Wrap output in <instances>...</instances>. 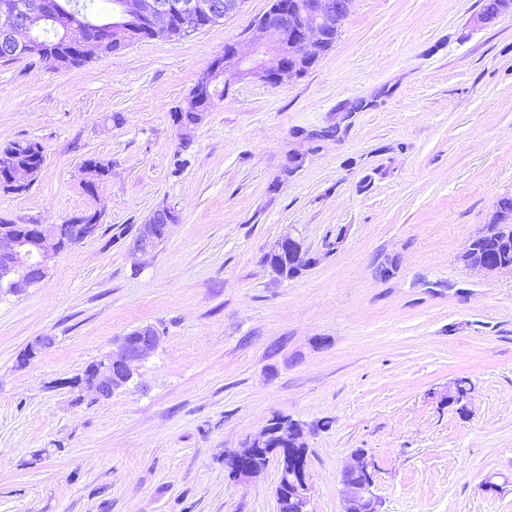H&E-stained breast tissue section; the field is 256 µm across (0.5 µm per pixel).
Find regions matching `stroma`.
Wrapping results in <instances>:
<instances>
[{
    "label": "stroma",
    "instance_id": "1",
    "mask_svg": "<svg viewBox=\"0 0 512 512\" xmlns=\"http://www.w3.org/2000/svg\"><path fill=\"white\" fill-rule=\"evenodd\" d=\"M270 5L78 68L0 66V149L46 152L0 218L103 214L0 293V512H277V462L246 483L224 465L277 414L307 425L312 512H341L360 448L383 512H512V275L458 259L512 195V11L354 0L303 77L231 80L174 172L171 111ZM90 157L111 165L94 199ZM161 205L178 224L131 255ZM288 236L317 259L291 279L264 261ZM146 324L159 345L125 388L64 387ZM460 377L462 413L435 397ZM161 210V208H156L152 214L150 215L149 219L146 221L145 224H139L136 233L134 235V238L131 242V251L134 253H140V254H148L151 251H153L156 248V244L158 241V228L159 225L162 224H177L179 221V216L177 212L173 210H169L167 213H165L164 217H162L158 223L162 224H155L153 223V218L156 217L158 214L156 211ZM490 224H485L482 230L474 237H472L468 243L464 246L462 251L459 254V261L466 267L473 269V270H479L483 271L487 274H496V273H502V272H512L511 266H505V265H492L488 264L485 261H473L472 258L467 257L471 241L482 237L486 232L488 231V227Z\"/></svg>",
    "mask_w": 512,
    "mask_h": 512
}]
</instances>
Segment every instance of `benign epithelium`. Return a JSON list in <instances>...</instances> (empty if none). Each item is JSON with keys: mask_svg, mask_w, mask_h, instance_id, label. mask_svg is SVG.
Returning <instances> with one entry per match:
<instances>
[{"mask_svg": "<svg viewBox=\"0 0 512 512\" xmlns=\"http://www.w3.org/2000/svg\"><path fill=\"white\" fill-rule=\"evenodd\" d=\"M353 0H295V4L276 6L264 20L253 24L246 41L224 44V63L214 64L210 69L212 87L229 86V79L249 77L270 85L288 82L287 59L304 58L313 61L324 52V36L330 30H339L347 18ZM122 15L113 19L115 31L126 29L125 14L133 10L154 21V30L162 34L161 28L172 18L183 27L192 28L198 20L207 16L214 18L218 6L211 0H130L121 5ZM34 19L18 26L16 10L10 0H0V30L4 32V52L23 45L16 33H30ZM92 214L87 210L72 216L63 224L37 225L33 237H22L0 233V288L19 294L30 286L41 282L47 275L52 256L67 246L93 234L97 224H88L83 218ZM151 219L138 226L131 242V251L148 254L156 248L159 225ZM470 245H465L459 261L466 267L487 274L511 272L505 265H492L474 261L467 257ZM134 343L121 341L101 360L97 378L89 385L102 399L112 395L118 386L112 383V368L119 366L126 371L121 384L128 383L135 365L148 359L159 343V332L152 325L137 328ZM278 421L269 422L261 431L247 441L239 452L226 456L237 479L248 480L260 475L254 458L267 452ZM283 470L275 488L278 512H310V475L306 459L288 456V449L276 448ZM342 512H381V500L375 492L374 463L367 453L359 451L353 463L342 475Z\"/></svg>", "mask_w": 512, "mask_h": 512, "instance_id": "7a95c632", "label": "benign epithelium"}]
</instances>
